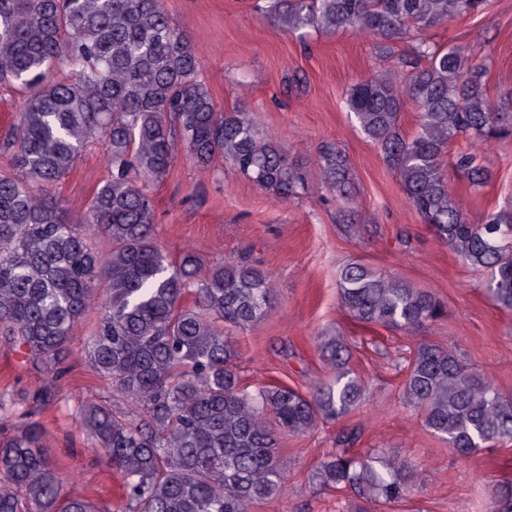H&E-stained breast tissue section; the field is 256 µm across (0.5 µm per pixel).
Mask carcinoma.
Instances as JSON below:
<instances>
[{
	"instance_id": "1",
	"label": "carcinoma",
	"mask_w": 512,
	"mask_h": 512,
	"mask_svg": "<svg viewBox=\"0 0 512 512\" xmlns=\"http://www.w3.org/2000/svg\"><path fill=\"white\" fill-rule=\"evenodd\" d=\"M487 0H263L281 29L349 27L393 43L485 9ZM486 66L467 43L419 40L394 67L354 84L348 110L380 149L410 206L464 266L488 276L487 291L512 310V215L470 221L442 174L441 159L480 189L491 174L483 146L512 138V94L488 95ZM0 83L23 93L16 123L0 143V334L44 365L48 382L28 396L49 407L65 373L61 354L71 329L94 316L86 358L126 404L89 401L82 425L123 479L128 512H251L284 490L277 439L267 421L304 434L362 404L364 381L348 367L338 338L322 349L333 382L305 396L288 386L242 385L223 325L250 327L272 305L268 277L229 253L202 270L187 252L167 261L153 233L148 184L168 171L172 141L208 165L220 157L282 199L305 193L306 178L274 134L243 112L216 110L199 74L194 46L160 0H0ZM421 112L404 133L405 99ZM108 143L110 178L90 201L80 230L62 217L53 187L92 140ZM466 147L449 152L452 142ZM323 183L336 200L353 195L351 168L335 143L319 151ZM104 232L112 250L91 243ZM98 280L105 299L96 297ZM342 305L359 322L411 332L447 315L431 292L350 263L339 274ZM402 398L424 426L466 455L491 441H512V396L489 375L468 369L450 349L418 344ZM22 422L0 441V512H101L63 492L60 465L44 446V428ZM359 435L336 438L316 467L319 484L370 506H392L412 492L410 466L371 451H351ZM491 512H512V482L495 491Z\"/></svg>"
}]
</instances>
